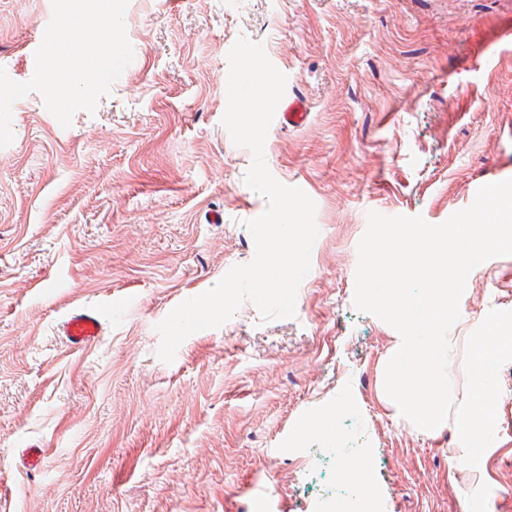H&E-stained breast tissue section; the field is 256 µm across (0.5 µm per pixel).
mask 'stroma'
Masks as SVG:
<instances>
[{
	"label": "stroma",
	"mask_w": 512,
	"mask_h": 512,
	"mask_svg": "<svg viewBox=\"0 0 512 512\" xmlns=\"http://www.w3.org/2000/svg\"><path fill=\"white\" fill-rule=\"evenodd\" d=\"M51 0H0V67L34 74ZM133 59L95 111L62 127L40 94L0 148V512H335L345 460L362 512H503L512 437L458 465L452 428L417 433L377 397L390 334L354 306L367 214L439 224L477 182L512 179V0H129ZM262 43L302 100L265 157L315 202L319 235L296 314L244 301L173 362L158 324L250 262L266 208L248 148L222 124L227 54ZM100 312L94 344L57 332ZM476 320L512 310V256L467 278ZM317 427L297 437L302 418ZM47 452L42 469L22 452ZM100 314L88 308L71 310L59 325V334L64 336L67 346L80 350L91 346L102 336Z\"/></svg>",
	"instance_id": "obj_1"
}]
</instances>
